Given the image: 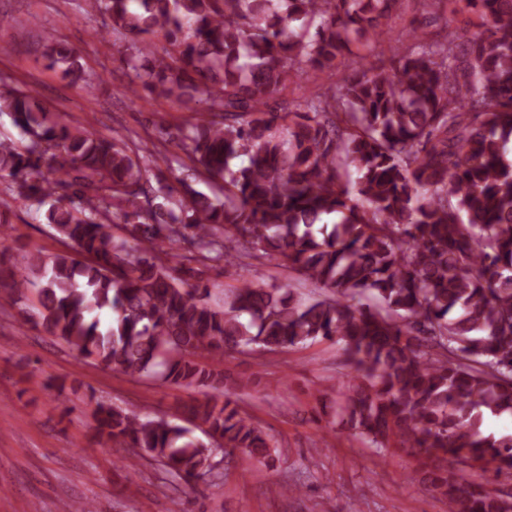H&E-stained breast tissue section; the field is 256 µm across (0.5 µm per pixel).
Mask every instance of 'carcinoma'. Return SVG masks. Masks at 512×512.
<instances>
[{"instance_id":"obj_1","label":"carcinoma","mask_w":512,"mask_h":512,"mask_svg":"<svg viewBox=\"0 0 512 512\" xmlns=\"http://www.w3.org/2000/svg\"><path fill=\"white\" fill-rule=\"evenodd\" d=\"M406 0H86L112 31L131 84L192 113L183 138L222 196L157 188L149 156L103 140L18 86L0 81V111L24 140L0 141V179L48 206L65 250L0 247V286L82 359L130 376L219 389L205 350L341 346L352 376L340 421L376 448L431 460L420 481L448 512H512V435L480 430L512 414V0H448L463 42L411 26L378 66L368 55ZM50 65L78 78L73 50ZM329 84L295 109L271 103L290 84ZM78 186L72 196L55 187ZM132 226L131 246L112 225ZM186 242L188 258L163 244ZM276 257L322 294L247 279L210 303L187 267H250ZM93 435L149 455L187 482L212 447L270 456L268 436L229 398L196 400L179 418H144L94 400ZM200 432L205 439L195 436ZM482 472L477 482L457 466Z\"/></svg>"}]
</instances>
